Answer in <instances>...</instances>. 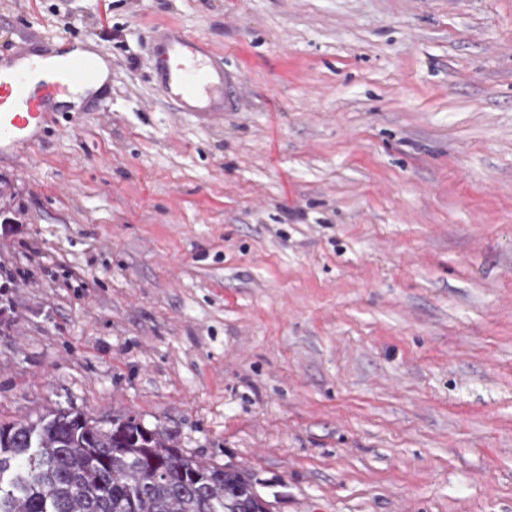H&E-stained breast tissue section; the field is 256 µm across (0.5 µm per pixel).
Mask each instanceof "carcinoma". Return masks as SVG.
Instances as JSON below:
<instances>
[{"mask_svg":"<svg viewBox=\"0 0 512 512\" xmlns=\"http://www.w3.org/2000/svg\"><path fill=\"white\" fill-rule=\"evenodd\" d=\"M0 512H261L243 471L198 461L134 415L0 421Z\"/></svg>","mask_w":512,"mask_h":512,"instance_id":"cac0c4a2","label":"carcinoma"}]
</instances>
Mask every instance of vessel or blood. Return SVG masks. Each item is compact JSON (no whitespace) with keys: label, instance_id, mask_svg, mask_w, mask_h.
Wrapping results in <instances>:
<instances>
[{"label":"vessel or blood","instance_id":"b4317fda","mask_svg":"<svg viewBox=\"0 0 512 512\" xmlns=\"http://www.w3.org/2000/svg\"><path fill=\"white\" fill-rule=\"evenodd\" d=\"M161 40L159 86L162 93L177 101L182 111L198 117L214 115L218 103L228 99L225 74L203 70L197 60L203 47L197 38L170 30L162 34ZM97 64L94 57L71 56L64 68V86L77 87L89 82ZM61 88L57 85L31 87L23 72L14 73L10 81L0 80V151L20 155L32 147L33 128L45 118L47 108ZM16 101L25 104V111H6V104Z\"/></svg>","mask_w":512,"mask_h":512}]
</instances>
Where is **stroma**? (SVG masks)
<instances>
[{
	"instance_id": "stroma-1",
	"label": "stroma",
	"mask_w": 512,
	"mask_h": 512,
	"mask_svg": "<svg viewBox=\"0 0 512 512\" xmlns=\"http://www.w3.org/2000/svg\"><path fill=\"white\" fill-rule=\"evenodd\" d=\"M62 35L110 76L0 154V420L135 415L271 512H512V0H0V61ZM159 86L162 93L181 105L182 112L198 117L213 116L219 102L229 101L225 73L203 70L196 57L203 54L201 42L181 31L160 36Z\"/></svg>"
}]
</instances>
